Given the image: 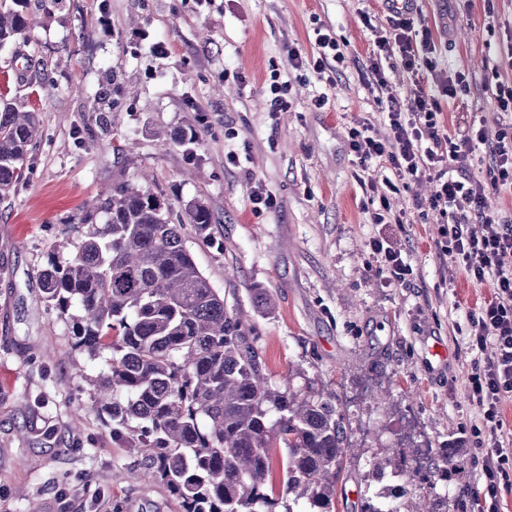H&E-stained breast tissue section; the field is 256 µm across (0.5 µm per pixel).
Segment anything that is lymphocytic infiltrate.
I'll return each instance as SVG.
<instances>
[{
	"mask_svg": "<svg viewBox=\"0 0 512 512\" xmlns=\"http://www.w3.org/2000/svg\"><path fill=\"white\" fill-rule=\"evenodd\" d=\"M388 23L389 34L377 41L368 67V84L384 86L381 63L394 55L414 75V87L407 100L387 99L393 146L375 138L370 125L360 120L349 129V147L361 167L384 159L395 175L386 194L379 197L381 210L374 215L375 223L385 222L388 195L396 191L397 181L423 175L433 180L429 205L450 218L442 230L446 253L474 285L490 290L489 297L469 312L466 334L469 347L481 353L471 361L468 374L484 450L472 495L476 512H501L502 493L512 490V434L503 429L504 404L512 398V220L489 211L485 199L488 191L512 188V135L501 134L489 143L481 128L466 122L455 132H446L440 120L442 104L467 90L465 74L437 78L438 47L427 27H416L414 12L391 9ZM481 144L492 162L487 183L466 173L470 155Z\"/></svg>",
	"mask_w": 512,
	"mask_h": 512,
	"instance_id": "f902f5d3",
	"label": "lymphocytic infiltrate"
}]
</instances>
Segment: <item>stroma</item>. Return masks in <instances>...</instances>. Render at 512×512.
<instances>
[{
	"instance_id": "stroma-1",
	"label": "stroma",
	"mask_w": 512,
	"mask_h": 512,
	"mask_svg": "<svg viewBox=\"0 0 512 512\" xmlns=\"http://www.w3.org/2000/svg\"><path fill=\"white\" fill-rule=\"evenodd\" d=\"M417 5L440 71L470 80L446 122L468 119L492 139L512 132V112L490 90L512 83V0ZM317 27L345 44L344 62L293 68L289 48L312 58ZM388 30L384 0H61L36 15L21 48L47 65L52 86L20 81L22 58L0 49V95L40 119L28 175L0 201V512H181L162 484L129 478L136 459L93 406L111 351L75 349L42 290L48 261L73 256L99 198L143 173L174 217L208 206V237L185 222L183 238L227 308L250 312L272 383L303 370L346 411L351 450L336 512H360L380 489L370 461L396 448L447 449L455 470L438 487L473 512L464 487L478 452L457 444L477 421L467 392L475 353L462 331L490 290L442 251L448 216L430 208L429 180L391 193L389 224L373 223L378 205L360 182L393 172L383 161L360 168L348 146L359 118L389 139L382 101L413 87L394 57L382 62L385 87L365 83ZM112 75L124 95L115 110L94 112ZM274 81L288 87L286 111L270 109ZM191 130L187 149L176 138ZM254 179L272 208L253 211ZM381 234L412 267L403 282L373 272L380 259L369 241ZM255 288L273 295L272 312L253 309ZM434 343L444 361L430 359Z\"/></svg>"
}]
</instances>
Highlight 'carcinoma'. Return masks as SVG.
<instances>
[{"instance_id":"carcinoma-1","label":"carcinoma","mask_w":512,"mask_h":512,"mask_svg":"<svg viewBox=\"0 0 512 512\" xmlns=\"http://www.w3.org/2000/svg\"><path fill=\"white\" fill-rule=\"evenodd\" d=\"M0 3V48L27 39L36 11L59 0ZM41 86L53 85L44 65L25 57ZM119 91L102 85L96 112H110ZM38 113L0 99V200L26 178L24 160L38 133ZM169 204L151 189L122 185L102 199V224H89L72 259L49 260L46 300L60 317L78 304L73 345L90 354L112 350L96 386L98 411L112 422V441L140 455L139 478L160 482L182 512H277L270 477L283 474L285 492L308 512H334L336 484L350 450L347 418L336 394L303 371L296 387L271 384L258 337L244 311H229L210 286L172 223ZM189 223L203 236L209 208L195 202ZM256 309L275 303L253 289ZM448 451L395 449L370 466L419 490L394 512H450L452 497L435 492L448 477Z\"/></svg>"}]
</instances>
